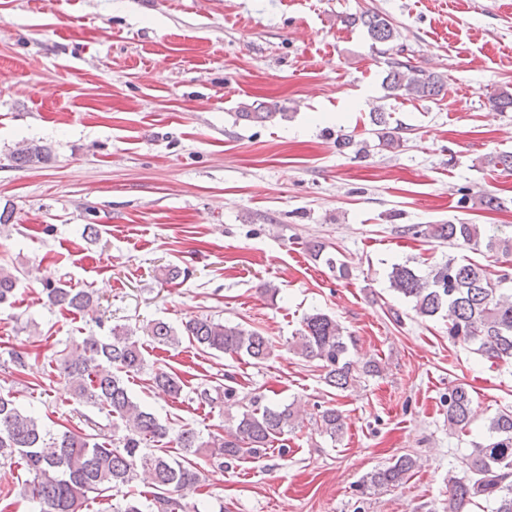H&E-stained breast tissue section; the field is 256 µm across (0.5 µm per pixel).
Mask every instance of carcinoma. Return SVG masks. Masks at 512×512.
<instances>
[{
  "label": "carcinoma",
  "instance_id": "obj_1",
  "mask_svg": "<svg viewBox=\"0 0 512 512\" xmlns=\"http://www.w3.org/2000/svg\"><path fill=\"white\" fill-rule=\"evenodd\" d=\"M342 23L363 27L374 45H388L397 39L392 22L373 10L351 14ZM383 85L395 98L436 101L444 94L447 80L441 73H426L396 59L390 62ZM370 122L376 148L392 151L403 145L402 128L390 126V113L378 109L370 113ZM336 146L354 149L359 158L369 155L370 143L353 135L338 136ZM49 157L48 147L33 145L18 150L13 162L23 168ZM460 203L487 210L503 207L500 198L490 192L464 194ZM402 232L471 251L512 253V237L488 235L477 224H413ZM17 283V275L0 265V305L14 297ZM389 283L411 300L420 316L447 313L450 339L475 346L477 353L489 359L512 363V269L492 273L479 263L450 258L429 266L422 275L407 264H395ZM42 293L52 306L69 312L84 313L96 302L89 290L65 288L51 281L43 284ZM141 331L159 347L178 346L185 337L191 344L244 354L259 362L269 358L273 350L272 342L260 332L208 317L191 318L179 328L164 321L151 322ZM140 336L128 326L115 325L104 334L91 331L56 352L54 361L68 380L74 399L97 409L105 416V424L87 416L83 426L54 433L39 417L18 406L10 394L0 392V460L18 459L24 464L28 477L20 497L37 503L39 512H82L92 497L107 501L105 512H190L179 491L201 483L203 472L198 461H215L222 467L226 460L259 459L282 435L303 423L293 405L263 406L262 395L254 394L249 398L250 408L224 434L205 438L191 427L178 430L176 442L184 452L182 459L171 458L163 448H151L167 438L169 427L134 400L125 382L147 370ZM351 341L335 318L316 312L305 317L293 350L318 362L325 382L344 391L358 382L356 369L348 360ZM152 381L175 397L183 391L181 378L161 368L152 371ZM194 394L199 403L210 407L231 406L239 398L237 388L230 384L197 387ZM447 401L448 429L466 431L473 418L468 389L463 385L448 389ZM316 424L320 433L332 440L346 427L345 416L334 406L322 408ZM108 429L123 432L110 448L103 442ZM488 432L490 441L473 443L461 470L448 472V512H467L477 498L494 501L495 512H512V410L492 417ZM416 467L415 458L402 455L367 473L361 493L374 496L399 485ZM142 474L150 480L151 497L140 500L117 494Z\"/></svg>",
  "mask_w": 512,
  "mask_h": 512
}]
</instances>
